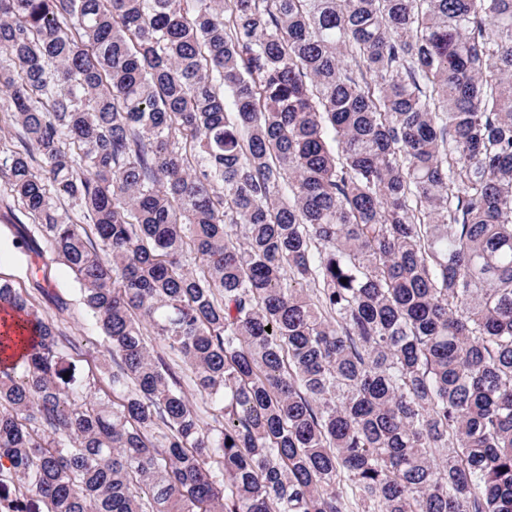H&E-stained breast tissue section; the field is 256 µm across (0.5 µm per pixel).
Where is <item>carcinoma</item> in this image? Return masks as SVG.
<instances>
[{"label": "carcinoma", "instance_id": "obj_1", "mask_svg": "<svg viewBox=\"0 0 512 512\" xmlns=\"http://www.w3.org/2000/svg\"><path fill=\"white\" fill-rule=\"evenodd\" d=\"M0 86L112 387L0 279V512H512V0H0Z\"/></svg>", "mask_w": 512, "mask_h": 512}]
</instances>
